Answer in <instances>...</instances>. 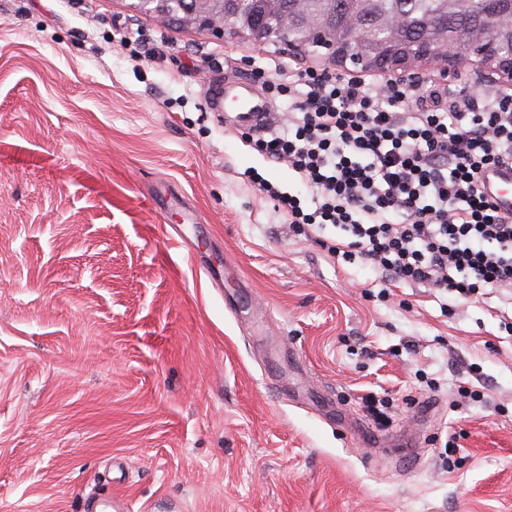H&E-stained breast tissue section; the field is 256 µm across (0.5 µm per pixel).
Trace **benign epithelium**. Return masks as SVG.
<instances>
[{
	"mask_svg": "<svg viewBox=\"0 0 512 512\" xmlns=\"http://www.w3.org/2000/svg\"><path fill=\"white\" fill-rule=\"evenodd\" d=\"M249 0H136L133 7L154 17L162 24L184 22L186 17L203 20L201 30L222 37L226 34L260 47L279 43L288 51L305 56L313 53L325 62L345 69L381 73L386 80H402L417 65H440V74L454 78L466 66L476 65L499 76V82L512 89V50L503 48V39L496 34L503 14L487 9L465 33L448 45V34L433 32L429 39L415 46L401 39V20L398 15L385 13L379 19L381 39L370 56L360 51L366 33L352 40L340 41L326 28V0H294L292 11L282 14L275 0H268L269 22L257 27L238 25L246 17L244 5ZM305 37H297V31Z\"/></svg>",
	"mask_w": 512,
	"mask_h": 512,
	"instance_id": "benign-epithelium-1",
	"label": "benign epithelium"
}]
</instances>
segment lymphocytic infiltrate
<instances>
[{
    "mask_svg": "<svg viewBox=\"0 0 512 512\" xmlns=\"http://www.w3.org/2000/svg\"><path fill=\"white\" fill-rule=\"evenodd\" d=\"M262 88L292 102L287 132L250 133L311 198L304 206L258 179L291 227H335L342 239L328 252L390 282L462 298L512 288V215L479 184L483 169L512 164L511 93L451 92L420 79L367 83L320 67L276 71Z\"/></svg>",
    "mask_w": 512,
    "mask_h": 512,
    "instance_id": "obj_1",
    "label": "lymphocytic infiltrate"
}]
</instances>
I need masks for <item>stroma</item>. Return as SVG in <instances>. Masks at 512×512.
I'll return each instance as SVG.
<instances>
[{"instance_id":"obj_1","label":"stroma","mask_w":512,"mask_h":512,"mask_svg":"<svg viewBox=\"0 0 512 512\" xmlns=\"http://www.w3.org/2000/svg\"><path fill=\"white\" fill-rule=\"evenodd\" d=\"M132 2L0 0V512H512V295L289 229L212 93L319 58Z\"/></svg>"}]
</instances>
